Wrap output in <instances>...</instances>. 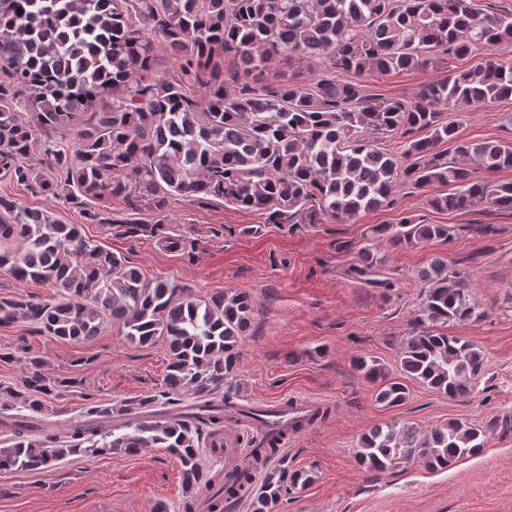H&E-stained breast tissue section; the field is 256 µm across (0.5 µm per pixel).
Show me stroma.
<instances>
[{"instance_id": "obj_1", "label": "stroma", "mask_w": 512, "mask_h": 512, "mask_svg": "<svg viewBox=\"0 0 512 512\" xmlns=\"http://www.w3.org/2000/svg\"><path fill=\"white\" fill-rule=\"evenodd\" d=\"M472 64L444 58L433 67L375 72L364 83L368 92L405 98ZM448 117L464 139L512 140V99ZM0 196L81 225L86 238L126 257L144 278L168 280L187 296L206 299L231 289L253 298L233 381L242 403L265 407L285 398L310 399L330 409L284 451L290 466L312 469L314 479L290 491L280 512H512V434L491 437L478 456L438 472L414 461L372 472L356 456L360 436L387 421L427 432L453 419L480 426L512 414V213L438 212L427 205L426 192L403 188L395 205L342 222L326 217L318 224H272L265 214L220 200L175 195L165 213H139L133 224L126 223L120 201H106L113 223L94 224L82 210L35 186L3 179ZM407 215L453 225L454 234L445 243L380 242L393 287L358 278L353 267L365 227L396 224ZM486 224L492 233H483ZM435 258L465 269L471 299L484 312L481 320L449 332L483 353L485 373L466 398L409 381L406 403L387 408L352 361L374 356L400 376V342L422 302L418 273ZM0 353L11 356L0 362L2 385L20 386L29 357L42 358L49 375L73 379L55 402L63 420L81 416L90 397L113 405L154 394L170 361L165 343L140 348L114 326L71 343L25 321L0 324ZM186 495L180 462L163 448L68 456L42 473L0 471V512H181Z\"/></svg>"}]
</instances>
